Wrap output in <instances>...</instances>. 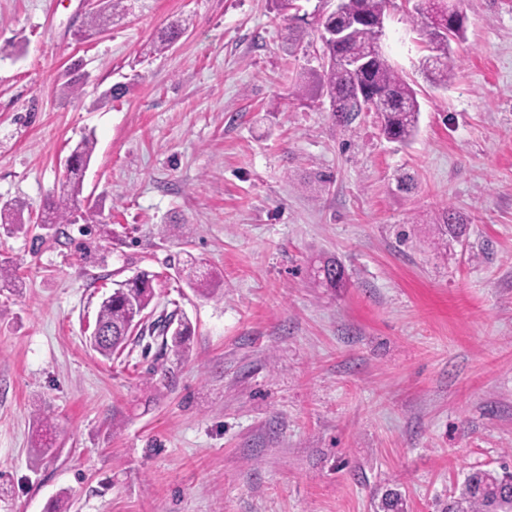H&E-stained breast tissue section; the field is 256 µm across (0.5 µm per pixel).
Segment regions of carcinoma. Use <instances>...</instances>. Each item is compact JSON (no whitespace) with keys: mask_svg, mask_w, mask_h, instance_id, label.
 Instances as JSON below:
<instances>
[{"mask_svg":"<svg viewBox=\"0 0 512 512\" xmlns=\"http://www.w3.org/2000/svg\"><path fill=\"white\" fill-rule=\"evenodd\" d=\"M124 0H111L112 14L92 12L87 25L101 30L114 18L126 11ZM389 0H344V15L327 16L313 12L319 31L322 52L320 84L330 99L335 120L349 124L359 112L361 99L378 95L382 99L380 113L384 136L400 143L410 141L416 134L420 104L416 90L388 61L381 50L385 11ZM428 43L431 49L423 64L426 78L435 86L448 85V77L455 68L450 42L463 38L464 16L455 14L448 18V0H424L422 11ZM362 16L365 21L350 28L346 40L338 43L331 37L336 25ZM350 58H367L369 62L360 69L348 67ZM93 137L79 141L69 156L67 167L68 191L45 209L43 224H70L75 201L82 192V176L95 150ZM441 230L458 236L464 223L450 210L442 216ZM314 276L332 288L344 283V271L334 261H326L317 267ZM154 298L153 279L147 273L138 274L117 284L105 297L97 313L96 326L100 335L94 337L91 348L104 357L122 353L128 346L130 327L134 313L145 311ZM191 329L188 323L179 322L167 339L166 328L158 323L143 326L137 339L162 338V345L173 343L181 348ZM446 512H512V473L498 476L491 472H473L467 476L459 494L448 502Z\"/></svg>","mask_w":512,"mask_h":512,"instance_id":"1","label":"carcinoma"}]
</instances>
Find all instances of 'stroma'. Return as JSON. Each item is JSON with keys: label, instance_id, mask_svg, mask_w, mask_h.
<instances>
[{"label": "stroma", "instance_id": "35a3bbf8", "mask_svg": "<svg viewBox=\"0 0 512 512\" xmlns=\"http://www.w3.org/2000/svg\"><path fill=\"white\" fill-rule=\"evenodd\" d=\"M458 7L439 88L392 0L382 50L421 103L400 143L377 113L333 120L315 26L271 0H135L86 38L88 0H0V201L22 221L0 226V512L61 491L71 512H383L391 491L444 512L468 473L512 471V0ZM88 134L77 208L99 223L38 228ZM326 259L343 287L311 278ZM143 271L152 320L192 335L104 358L99 304Z\"/></svg>", "mask_w": 512, "mask_h": 512}]
</instances>
